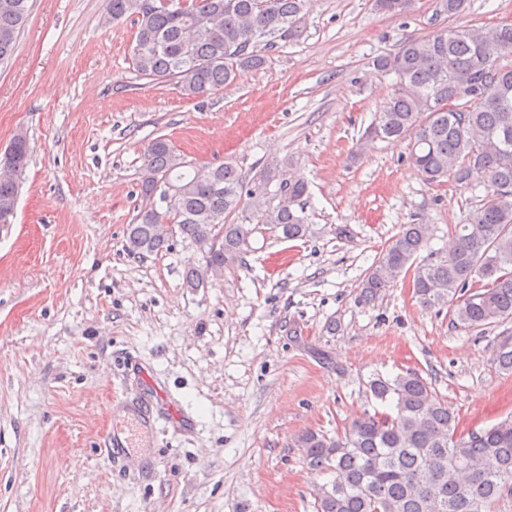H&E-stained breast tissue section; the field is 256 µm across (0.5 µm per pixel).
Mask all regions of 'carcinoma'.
<instances>
[{
  "label": "carcinoma",
  "mask_w": 512,
  "mask_h": 512,
  "mask_svg": "<svg viewBox=\"0 0 512 512\" xmlns=\"http://www.w3.org/2000/svg\"><path fill=\"white\" fill-rule=\"evenodd\" d=\"M28 2L0 0L1 62L16 49ZM304 2L106 0L105 21L137 22L131 49L137 78L172 82L196 99L267 64L269 48L299 35ZM413 5L374 0L389 17ZM509 54L512 24H494L410 37L372 61L375 71L395 75L396 82L360 144L408 138L411 162L427 183L480 180L486 195L472 223L456 225L448 253L437 258L417 261L428 243L427 225H402L365 273L360 300H374L410 273L419 304L449 306L461 327L512 320V68L498 73V60ZM285 165L267 160L247 183L231 162L196 165L166 139L154 140L139 193L150 199L156 180L164 178L177 198L164 212L137 214L127 225L128 251L146 256L168 249L170 237L159 225H176L202 253L204 264L188 266L184 275L185 287L194 289L209 268L241 260L262 226L286 240L307 237L308 184L301 176L277 180ZM19 186L17 177L0 174V212L14 207ZM495 360L512 369L511 335L500 340ZM368 391L390 410L365 412L336 436L310 431L299 440L311 467L336 471V480L315 494L317 512H502L512 502V417L466 434L432 384L414 371L378 376Z\"/></svg>",
  "instance_id": "1"
}]
</instances>
